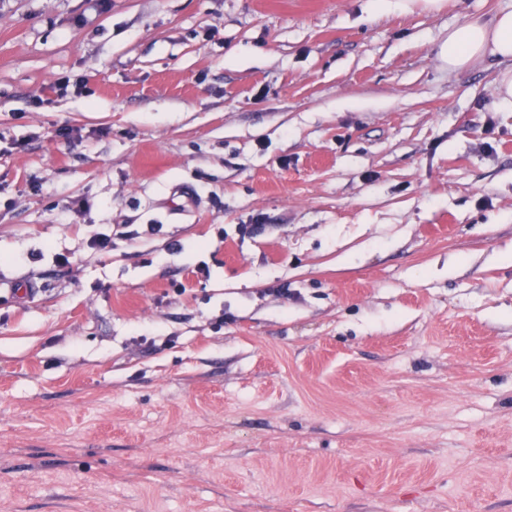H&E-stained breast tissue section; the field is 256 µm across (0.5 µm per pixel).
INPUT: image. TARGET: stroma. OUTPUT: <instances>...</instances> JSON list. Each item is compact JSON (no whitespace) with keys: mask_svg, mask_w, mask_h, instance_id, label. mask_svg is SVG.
<instances>
[{"mask_svg":"<svg viewBox=\"0 0 512 512\" xmlns=\"http://www.w3.org/2000/svg\"><path fill=\"white\" fill-rule=\"evenodd\" d=\"M504 10L0 0V512H512ZM445 55L452 70L468 68L487 57L512 63V10L449 31Z\"/></svg>","mask_w":512,"mask_h":512,"instance_id":"1","label":"stroma"}]
</instances>
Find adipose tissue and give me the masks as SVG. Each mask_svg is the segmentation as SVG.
Masks as SVG:
<instances>
[{
	"label": "adipose tissue",
	"mask_w": 512,
	"mask_h": 512,
	"mask_svg": "<svg viewBox=\"0 0 512 512\" xmlns=\"http://www.w3.org/2000/svg\"><path fill=\"white\" fill-rule=\"evenodd\" d=\"M445 55L452 70L468 68L488 57L509 62L510 67L497 79L495 90L502 104L512 106V10L449 31Z\"/></svg>",
	"instance_id": "ef3b65f1"
}]
</instances>
